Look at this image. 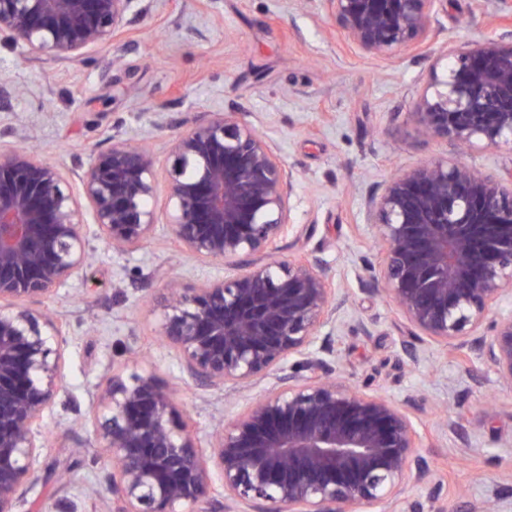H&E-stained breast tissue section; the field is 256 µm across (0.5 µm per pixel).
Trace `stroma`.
Wrapping results in <instances>:
<instances>
[{
  "instance_id": "35a3bbf8",
  "label": "stroma",
  "mask_w": 512,
  "mask_h": 512,
  "mask_svg": "<svg viewBox=\"0 0 512 512\" xmlns=\"http://www.w3.org/2000/svg\"><path fill=\"white\" fill-rule=\"evenodd\" d=\"M436 31L421 55L384 58L353 48L325 0H155L119 41L84 62L60 64L0 42V82L26 89L0 109V144L36 146L71 169L118 131L148 143L163 162L182 121L243 109L296 176L293 230L281 255L319 257L349 292L335 339L341 378L398 402L419 400L421 453L441 485L410 489L396 512H460L493 488L498 512H512V390L499 388L488 366L463 363L421 336L367 289L377 245L366 197L390 176L455 151L421 134L410 116L440 46L512 33V0H445ZM115 53L122 62L112 67ZM87 231L92 265L44 302L69 335L65 382L45 414L28 480V512H56L77 499L83 512H113L111 465L84 423L111 373L150 371L171 384L184 421L202 438L272 384L199 388L159 339L161 312L150 295L199 287L222 277V264L190 257L166 224L129 254L109 250L95 225ZM409 350L417 363H407Z\"/></svg>"
}]
</instances>
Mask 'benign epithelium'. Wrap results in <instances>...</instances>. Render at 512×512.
Here are the masks:
<instances>
[{"mask_svg":"<svg viewBox=\"0 0 512 512\" xmlns=\"http://www.w3.org/2000/svg\"><path fill=\"white\" fill-rule=\"evenodd\" d=\"M441 0H326L361 52L392 57L435 36ZM151 0H0V41L59 63L86 59ZM433 65L411 116L456 147L512 142V34L465 42ZM295 179L245 113L204 112L171 143L166 223L199 262L238 273L169 289L159 336L198 386L275 376L208 442L181 420L151 372L114 373L92 426L113 462L115 512H187L222 488L214 512H386L436 479L415 454V403L397 404L334 378L347 303L313 255L279 258ZM156 157L116 133L73 188L24 146L0 148V512H19L43 447V418L62 387L66 332L38 309L83 273L92 248L83 206L106 245L137 250L157 226ZM382 244L372 276L429 340L473 356L512 386V180L449 156L386 180L365 200Z\"/></svg>","mask_w":512,"mask_h":512,"instance_id":"1","label":"benign epithelium"}]
</instances>
